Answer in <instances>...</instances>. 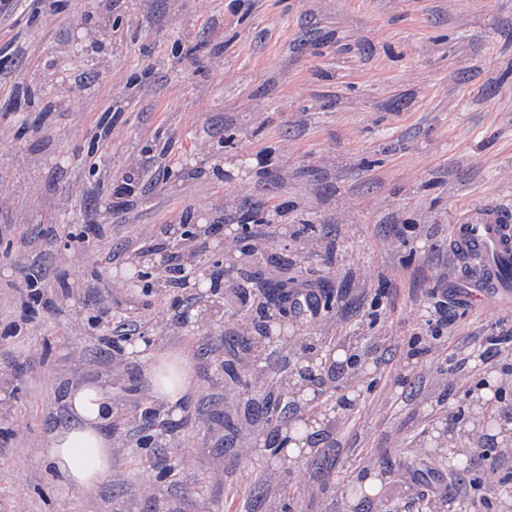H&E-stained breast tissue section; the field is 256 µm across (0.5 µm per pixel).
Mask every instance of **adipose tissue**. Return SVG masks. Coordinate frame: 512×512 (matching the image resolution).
<instances>
[{
  "mask_svg": "<svg viewBox=\"0 0 512 512\" xmlns=\"http://www.w3.org/2000/svg\"><path fill=\"white\" fill-rule=\"evenodd\" d=\"M191 362L182 356L151 361L148 373L156 397L167 400L173 417H180V405L189 391ZM66 419L49 436L43 453L59 486L90 490L112 471V389L101 382H81L68 390Z\"/></svg>",
  "mask_w": 512,
  "mask_h": 512,
  "instance_id": "ef3b65f1",
  "label": "adipose tissue"
}]
</instances>
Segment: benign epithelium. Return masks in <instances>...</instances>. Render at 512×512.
Wrapping results in <instances>:
<instances>
[{"instance_id": "7a95c632", "label": "benign epithelium", "mask_w": 512, "mask_h": 512, "mask_svg": "<svg viewBox=\"0 0 512 512\" xmlns=\"http://www.w3.org/2000/svg\"><path fill=\"white\" fill-rule=\"evenodd\" d=\"M71 42L87 51L89 59L95 58L98 44L89 29L75 27ZM213 227L212 215L207 211L198 212L191 224L169 225L168 247L141 251L131 256L123 268L104 270L100 274L102 287L121 283L128 288H139L144 285L147 273H160L172 255L177 254L185 282L196 299V305L183 313L184 324L209 327L223 324L224 318L228 317L223 290L210 277L206 267L214 261L224 273L233 276L256 262L260 249L242 253L228 247L248 232L252 233V240H257L252 225L226 224L220 236L214 235ZM193 309L197 310L194 315L191 314ZM236 320L241 322L243 330L252 334L251 343L296 350V361L285 376L292 413L276 425V437L287 435V441L294 444L296 450L288 455L285 449H276L274 469L286 472L288 466L303 458L306 449L312 446L315 426L333 425L359 403L363 382L375 373L377 362L358 354V341L347 336L335 338L320 348L307 343L299 326L279 309L268 314L256 329L240 315ZM244 359L248 366L243 368L237 382L241 402L251 396L255 381L266 375L259 358L252 352H247ZM343 368L350 370L351 378L337 388L336 373ZM510 388L512 382L498 375V368L484 367L481 383L464 395L469 409L466 422L450 424L446 414L431 416L415 447L427 455L443 458L450 456L448 449L453 448L455 452L450 457L458 464L469 466L478 450L492 453L498 448L512 446V431L504 427L495 411ZM408 512H482V505L475 499L433 501L413 495L408 501Z\"/></svg>"}]
</instances>
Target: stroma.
<instances>
[{"mask_svg": "<svg viewBox=\"0 0 512 512\" xmlns=\"http://www.w3.org/2000/svg\"><path fill=\"white\" fill-rule=\"evenodd\" d=\"M95 0H66L0 28V48L26 42L33 56L0 60V290L34 278L52 297L79 286L69 305L37 309L22 335L4 338L20 309L0 310V512H264L267 462L247 459L246 434L222 394L240 337L224 328L169 327L156 348L191 358L181 419L141 418L151 401L147 362L99 328L92 293L106 263L121 266L142 230L181 224L197 211L227 223L304 226L297 249L265 246L248 266L264 300L280 260L288 276L332 297L304 333L358 336L380 359L359 407L336 426L340 449L317 448L282 482L284 512H338L339 490L384 469L377 498L354 512L404 501L421 469L438 483L448 463L419 455L428 414H466L464 386L432 390L431 368L409 342L428 336L437 271L457 275L448 229L463 209L512 210V0H117L98 45L103 76L76 88L50 115L27 107L19 71L78 70L77 24L94 25ZM121 110L108 141L91 126ZM149 155L129 213L114 210L111 180ZM32 242L25 268L11 251ZM441 342L453 359L512 331V302L449 305ZM104 381L117 412L112 472L90 491L61 489L41 457L64 418L72 383ZM152 435L151 447L141 445Z\"/></svg>", "mask_w": 512, "mask_h": 512, "instance_id": "stroma-1", "label": "stroma"}]
</instances>
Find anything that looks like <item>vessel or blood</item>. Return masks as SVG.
I'll return each mask as SVG.
<instances>
[{"mask_svg": "<svg viewBox=\"0 0 512 512\" xmlns=\"http://www.w3.org/2000/svg\"><path fill=\"white\" fill-rule=\"evenodd\" d=\"M448 250L467 266V287L449 286L448 296L463 306L512 297V213L494 204L467 210L448 234Z\"/></svg>", "mask_w": 512, "mask_h": 512, "instance_id": "obj_1", "label": "vessel or blood"}]
</instances>
